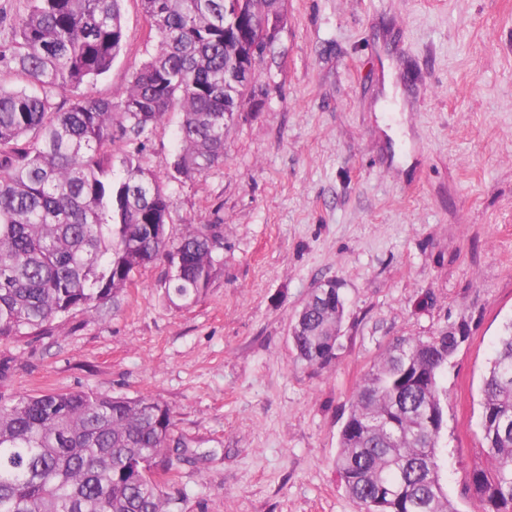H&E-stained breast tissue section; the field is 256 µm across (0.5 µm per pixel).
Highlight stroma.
<instances>
[{"instance_id": "stroma-1", "label": "stroma", "mask_w": 512, "mask_h": 512, "mask_svg": "<svg viewBox=\"0 0 512 512\" xmlns=\"http://www.w3.org/2000/svg\"><path fill=\"white\" fill-rule=\"evenodd\" d=\"M284 13L223 164L175 180L174 115L140 154L169 189L173 232L224 228L206 293L174 307L166 265H148L115 304L0 341V393L166 402L181 512H359L335 458L365 373L395 337L464 325L440 446L457 512H478L482 380L512 320V0H285ZM123 22L96 95L120 98L156 46L139 0ZM321 280L340 283L346 315L317 368L296 361L289 328Z\"/></svg>"}]
</instances>
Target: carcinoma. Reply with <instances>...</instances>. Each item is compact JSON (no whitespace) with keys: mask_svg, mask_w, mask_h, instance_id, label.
Instances as JSON below:
<instances>
[{"mask_svg":"<svg viewBox=\"0 0 512 512\" xmlns=\"http://www.w3.org/2000/svg\"><path fill=\"white\" fill-rule=\"evenodd\" d=\"M124 0H29L11 27V61L27 85L0 87V340L36 336L57 318L115 300L142 267L168 266L175 306L198 300L219 264V224L170 231L164 185L139 162L149 131L180 114L172 169L191 180L224 160L233 103L254 93L232 81L253 45L277 27L281 0H140L157 39L117 101L89 88L119 55ZM237 25L224 28V16ZM71 94L54 103L50 90ZM136 144L120 161L114 133ZM340 287L295 313L296 358H336ZM455 332L390 342L368 371L339 433L336 470L360 512H457L444 484L441 375ZM487 466L470 473L480 512H512V321L481 388ZM175 411L150 395L92 390L0 394V512H180L185 493L158 480L170 468Z\"/></svg>","mask_w":512,"mask_h":512,"instance_id":"carcinoma-1","label":"carcinoma"}]
</instances>
